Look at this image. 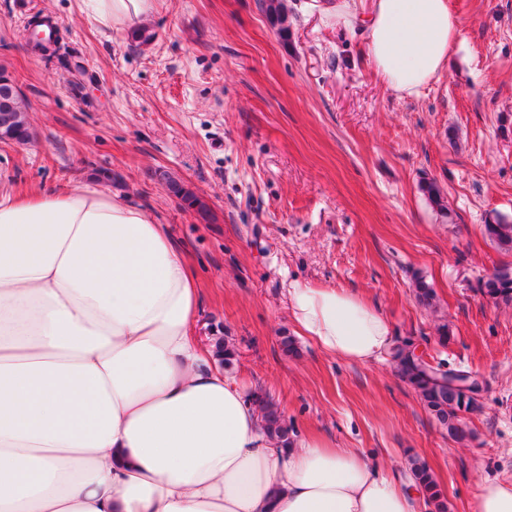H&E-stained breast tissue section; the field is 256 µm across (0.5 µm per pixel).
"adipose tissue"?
Masks as SVG:
<instances>
[{
  "label": "adipose tissue",
  "mask_w": 512,
  "mask_h": 512,
  "mask_svg": "<svg viewBox=\"0 0 512 512\" xmlns=\"http://www.w3.org/2000/svg\"><path fill=\"white\" fill-rule=\"evenodd\" d=\"M134 26L154 0H84ZM461 35L449 0H375L365 56L419 94ZM290 323L367 364L392 327L366 297L290 281ZM200 285L166 225L87 181L0 191V512H423L355 448L282 447L194 324Z\"/></svg>",
  "instance_id": "1"
}]
</instances>
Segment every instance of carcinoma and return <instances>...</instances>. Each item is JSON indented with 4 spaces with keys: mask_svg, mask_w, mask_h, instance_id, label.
<instances>
[{
    "mask_svg": "<svg viewBox=\"0 0 512 512\" xmlns=\"http://www.w3.org/2000/svg\"><path fill=\"white\" fill-rule=\"evenodd\" d=\"M261 7L279 37L283 40L288 39L290 23L286 0H261ZM0 135L8 136L10 140L20 143H25L32 137L27 105L19 93L0 96ZM165 181L167 186L174 188L175 196L180 198L186 208L209 215L207 203L195 192L185 187L176 188L177 182L168 177ZM484 234L497 248L512 251V223L500 219L493 224H486ZM479 291L496 304H511L512 272L506 269L495 271L480 282ZM392 358L400 377L417 390L437 421L448 429V435L458 441L466 439L469 431L462 423V415L479 409L478 400L435 383L430 377L431 366L421 362L401 345L396 346ZM261 400L264 401L267 429L281 441L282 446L292 444L291 429L276 405L265 396L261 397ZM414 476L425 492V499L434 507V512H447L448 506L442 490L429 468L423 465L416 467Z\"/></svg>",
    "mask_w": 512,
    "mask_h": 512,
    "instance_id": "carcinoma-1",
    "label": "carcinoma"
}]
</instances>
